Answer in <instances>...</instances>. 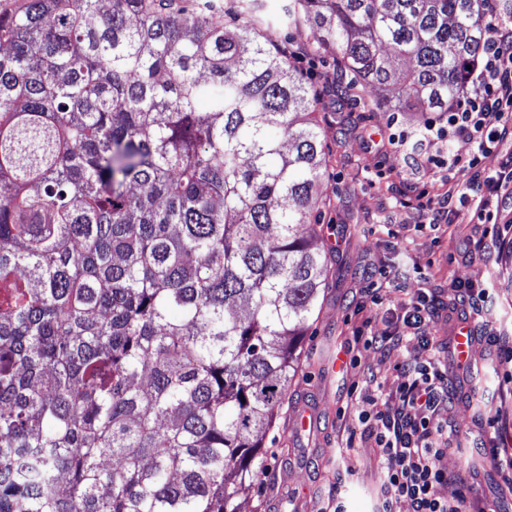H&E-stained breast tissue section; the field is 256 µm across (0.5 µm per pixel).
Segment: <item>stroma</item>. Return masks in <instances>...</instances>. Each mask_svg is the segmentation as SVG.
Here are the masks:
<instances>
[{
  "label": "stroma",
  "instance_id": "obj_1",
  "mask_svg": "<svg viewBox=\"0 0 512 512\" xmlns=\"http://www.w3.org/2000/svg\"><path fill=\"white\" fill-rule=\"evenodd\" d=\"M269 36L285 48L319 98L317 117L327 158L319 188V243L327 253L329 272L286 405L264 438L267 474L241 496V512H330L339 501L346 512H375L379 454L373 441L350 438L359 428L363 408L358 395L368 390L389 393L400 382V363L426 357L427 352L414 341L388 356L371 349L349 350L352 332L363 319L357 307L363 288L403 258L408 262L405 278L388 285L382 305L372 312L380 326H397L398 302L422 292L447 297L449 282L458 279L494 290L496 326L512 337V252L475 253L483 227L470 211L432 232L418 227L416 210L403 204L406 178L428 183L437 197L447 194L450 181L470 177L466 170L450 175L417 169L412 158L381 146L390 130L422 128L432 113L396 114L366 107V99L389 96V88L349 89L335 59L313 55L307 26L276 27ZM470 361L473 379L459 389L448 412V448L438 464L452 475L478 467L483 479L470 488L469 499L482 502L487 512H512V497H490L488 487L501 482L502 473L475 447L477 441L493 437L498 427L512 428V396L502 395L500 386L503 373L512 367L490 359L480 340ZM305 409L315 421L307 431L296 425ZM340 473L348 481L339 491L335 484Z\"/></svg>",
  "mask_w": 512,
  "mask_h": 512
}]
</instances>
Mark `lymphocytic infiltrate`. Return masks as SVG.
<instances>
[{
  "instance_id": "1",
  "label": "lymphocytic infiltrate",
  "mask_w": 512,
  "mask_h": 512,
  "mask_svg": "<svg viewBox=\"0 0 512 512\" xmlns=\"http://www.w3.org/2000/svg\"><path fill=\"white\" fill-rule=\"evenodd\" d=\"M512 136V27L504 28L499 40L484 44L470 62L457 103L423 128L391 133L388 145L415 156L423 169L449 172L469 169L473 178L457 193L443 200L423 198L429 225L447 220L461 209L473 210L485 221L484 237L503 239L492 220L503 201H512V156L502 161L492 175L478 173L481 157L497 142ZM445 306L422 293L402 307L400 321L422 348L442 352L443 346L427 333ZM404 380L394 402L366 397L360 414V436L374 440L384 460L381 502L377 512H392L394 502L410 501L413 512H464L465 497L447 500L437 495L448 475L437 460L448 441L440 415L453 397L448 368L441 360L409 362L403 366Z\"/></svg>"
}]
</instances>
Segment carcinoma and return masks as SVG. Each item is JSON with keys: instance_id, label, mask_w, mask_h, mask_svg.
<instances>
[{"instance_id": "cac0c4a2", "label": "carcinoma", "mask_w": 512, "mask_h": 512, "mask_svg": "<svg viewBox=\"0 0 512 512\" xmlns=\"http://www.w3.org/2000/svg\"><path fill=\"white\" fill-rule=\"evenodd\" d=\"M486 2L0 12V512H241L327 277L317 100L267 30L442 113Z\"/></svg>"}]
</instances>
